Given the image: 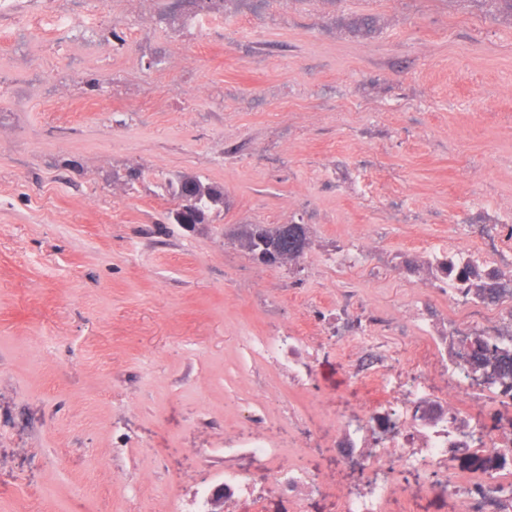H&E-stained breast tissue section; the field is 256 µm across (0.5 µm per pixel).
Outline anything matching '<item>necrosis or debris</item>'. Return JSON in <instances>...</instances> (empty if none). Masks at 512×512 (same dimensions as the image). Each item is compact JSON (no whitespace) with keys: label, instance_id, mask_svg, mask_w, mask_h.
Wrapping results in <instances>:
<instances>
[{"label":"necrosis or debris","instance_id":"obj_1","mask_svg":"<svg viewBox=\"0 0 512 512\" xmlns=\"http://www.w3.org/2000/svg\"><path fill=\"white\" fill-rule=\"evenodd\" d=\"M150 14L157 25L172 16L181 22L183 36L205 34L214 42H223L224 26L207 8L191 0H148ZM48 17L58 45L68 43L74 32H98L99 42L121 50V41L113 39L111 19L105 18L99 0H53L45 8L44 0H0V27L27 41L30 24ZM472 220L467 241L448 242V262L454 267L448 276L449 308H466L468 318L448 323V333L456 340L489 341L499 348L507 374L488 375L487 371L449 359L448 369L458 378L463 403L451 405L454 425L450 435L435 433L425 438L418 457L427 470L444 464L453 443L467 441L471 416L469 401L490 392L502 405H512V220L482 206L471 208ZM460 500V512H512V493L493 490L481 479L454 483Z\"/></svg>","mask_w":512,"mask_h":512}]
</instances>
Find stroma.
Listing matches in <instances>:
<instances>
[{
	"label": "stroma",
	"instance_id": "1",
	"mask_svg": "<svg viewBox=\"0 0 512 512\" xmlns=\"http://www.w3.org/2000/svg\"><path fill=\"white\" fill-rule=\"evenodd\" d=\"M112 20L128 52L78 73L88 38L0 34V512H204L228 473L231 512L380 483L381 512H460L410 461L353 471L341 432L422 439L414 391H457L430 261L472 201L512 212V15L224 0L220 44L148 34L139 0ZM178 173L223 186L209 223H167ZM295 223L291 266L227 237ZM380 382L401 403L371 410Z\"/></svg>",
	"mask_w": 512,
	"mask_h": 512
}]
</instances>
